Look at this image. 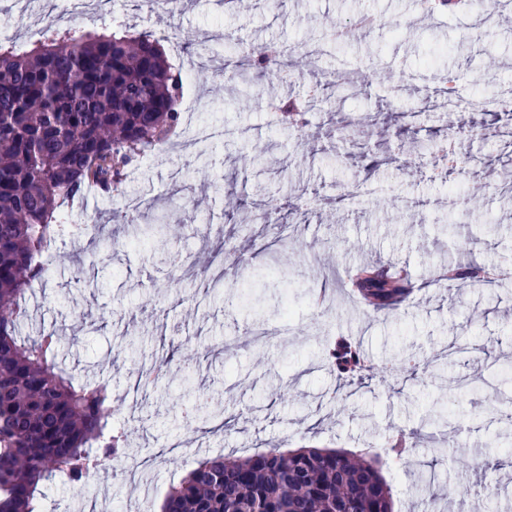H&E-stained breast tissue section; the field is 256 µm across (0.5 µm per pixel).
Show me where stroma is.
<instances>
[{
	"label": "stroma",
	"mask_w": 512,
	"mask_h": 512,
	"mask_svg": "<svg viewBox=\"0 0 512 512\" xmlns=\"http://www.w3.org/2000/svg\"><path fill=\"white\" fill-rule=\"evenodd\" d=\"M40 11L36 19L24 0H0V42L28 48L59 15L79 31L151 29L187 53L205 38L213 49L185 87L203 140L166 147L127 179L123 197L91 188L69 203L70 223L105 225L112 247L96 260L93 287L78 288L72 272L86 241L60 239L48 281L29 298L25 332L59 328L63 367L80 379L111 376L114 421L131 434L117 469L77 489L48 486L45 512H97L107 492L112 512L137 500L158 512L189 461L245 458L273 443L376 448L395 427L419 431L418 447L444 448L434 463L443 485L476 482L458 452L493 460L487 479L500 494L474 501L479 512H512V286L435 282L451 256L512 269V147L500 136L512 117L484 108L512 93V15L486 21L477 42L467 34L473 5L426 13L420 0H293L278 10L266 0L244 10L224 0L166 9L150 0H40ZM363 14L377 25L335 37L331 19ZM268 43L321 53L288 91L266 79L244 100L237 80L213 78L212 67ZM337 71L349 83L332 104L315 106L308 137L277 125L271 101ZM449 74L460 78L451 98L442 91ZM410 112L421 119L408 129ZM471 125L482 139L464 135ZM447 141L466 163L443 175L433 149ZM482 168L490 176L476 193L468 173ZM173 191L195 202L167 232L175 269L122 219L125 198L162 208ZM445 224L457 234H444ZM230 243L246 287L197 278L194 261H221ZM379 260L406 270L413 291L398 309L370 315L349 278ZM338 336L361 340L375 362L413 358L418 372L348 389L323 359ZM166 353L176 362L167 380L136 392L138 368ZM193 398L208 400L210 421L188 428L179 407Z\"/></svg>",
	"instance_id": "stroma-1"
}]
</instances>
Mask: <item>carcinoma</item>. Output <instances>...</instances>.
Wrapping results in <instances>:
<instances>
[{"label": "carcinoma", "instance_id": "1", "mask_svg": "<svg viewBox=\"0 0 512 512\" xmlns=\"http://www.w3.org/2000/svg\"><path fill=\"white\" fill-rule=\"evenodd\" d=\"M258 82L280 60L275 46L251 49ZM184 78L153 31L97 35L50 22L32 48L0 45V512H41L44 488L59 475L82 485L119 461L128 431L112 421V382L81 381L57 360L60 336L21 335L27 297L45 283L64 235V206L94 186L120 191L130 165L182 133ZM278 123L308 135L306 110L280 103ZM188 203L169 205L145 233L179 224ZM440 287L490 286L484 266L444 262ZM352 284L375 311L395 308L410 289L369 265ZM327 360L339 375L362 370L359 345L339 338ZM414 432L384 436L368 458L328 449L282 451L198 462L164 497L160 512H393L379 459L415 452Z\"/></svg>", "mask_w": 512, "mask_h": 512}]
</instances>
